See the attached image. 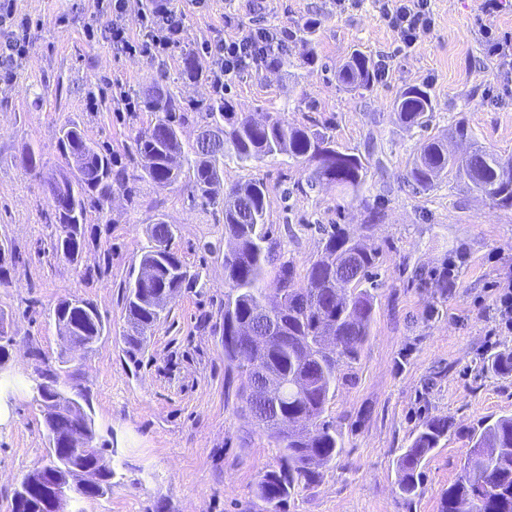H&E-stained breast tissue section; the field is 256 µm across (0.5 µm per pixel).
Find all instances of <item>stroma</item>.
I'll use <instances>...</instances> for the list:
<instances>
[{"label": "stroma", "instance_id": "1", "mask_svg": "<svg viewBox=\"0 0 512 512\" xmlns=\"http://www.w3.org/2000/svg\"><path fill=\"white\" fill-rule=\"evenodd\" d=\"M435 26L404 46L382 19L376 0L340 10L336 0H178L183 31L154 57L116 53L105 34L109 15L97 0H14L15 16L0 27V43L26 35L29 45L0 74V247L10 253L0 277V324L13 338L0 378L11 380L0 399V512L23 475L47 463L48 438L33 386L38 359L55 363L71 353L74 389L88 393L95 441L116 449V484L109 496L73 502L74 512H268L255 494L263 473L278 463L275 443L242 412L247 383L224 360V215L193 198L189 177L161 189L149 180L114 187L104 211L88 209L81 255L56 253V227L46 220V180L66 168L58 138L79 123L109 150L117 167H131L132 137L158 115L141 107L147 93L170 94L192 141L216 94L202 43L248 27L300 33L316 20L312 47L292 42L288 63L240 73L224 88L235 111L255 118L287 111L290 120L330 134L340 150L363 153L374 140L360 196L336 186H307L303 166L280 154L246 165H224L222 187L263 182L269 191L267 227L277 262L303 276L321 247V231L342 225L378 247L371 334L325 417L344 452L320 479L291 497L282 512H439L459 477L471 430L512 414V376L483 372L488 351L512 350V329L494 310L499 284L512 279V209L448 177L432 190L406 183L409 161L426 137H447L458 156L481 145L512 158V70L500 69L482 32L512 36V0L486 17L477 0H432ZM315 49L317 63L307 59ZM384 60L385 78L370 89L346 90L336 68L353 51ZM199 72L183 74L185 57ZM428 85L434 103L427 131L403 127L394 109L399 93ZM136 101L124 111L122 98ZM466 138L454 137L457 125ZM41 155L37 168L27 147ZM383 220L366 228V205ZM176 228L172 248L201 275L182 289L149 335L138 361L124 353L127 328L122 287L137 267L150 224ZM455 264L448 292L430 275ZM79 296L98 308L106 330L89 350L69 351L49 312ZM446 418L448 438L423 465L419 496L398 491L396 459L421 423Z\"/></svg>", "mask_w": 512, "mask_h": 512}]
</instances>
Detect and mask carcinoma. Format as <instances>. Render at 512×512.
<instances>
[{"label": "carcinoma", "mask_w": 512, "mask_h": 512, "mask_svg": "<svg viewBox=\"0 0 512 512\" xmlns=\"http://www.w3.org/2000/svg\"><path fill=\"white\" fill-rule=\"evenodd\" d=\"M346 88H369L375 80L374 64L361 52L353 54L337 74ZM145 104L162 113L156 123L136 132L134 155L140 160L144 177L164 189L179 182L182 168L192 174L193 192L208 205L222 204L224 210V361L253 371L255 362L275 375L281 392L272 399L246 390L243 408L263 422L264 430L279 448V463L266 472L256 487L258 498L269 512H281L297 490L315 483L319 467L334 460L344 444L336 427L324 417L338 383L342 367L355 361L371 335L376 289L378 249H369L338 224L323 229L322 246L310 261L303 280H295L293 267L280 266L275 292L283 296L271 301L267 312L275 332L268 335L259 310L268 300L266 268L276 257V243L266 227L269 192L264 183L249 181L229 188L226 198L213 194V186L224 174V161L247 163L287 154L306 164L307 185L332 183L357 194L367 181L368 166L355 154L344 153L324 132L291 122L282 113L261 126L249 115L233 111L219 97L208 108V121L195 142H183L171 96L153 92ZM399 122L411 129L427 126L433 102L427 88L405 90L395 103ZM64 157L75 165L71 173L60 172L48 180L49 193L62 183L72 192L76 213H56L59 234L56 251L71 261L83 249L80 225L86 204L105 210L113 184L124 185L136 174L114 170L112 154L86 138L76 124L61 129L58 140ZM497 154L475 150L460 163L448 162V149L440 139L421 143L407 172V181L422 189L432 187L441 177L472 185L504 208L512 207V172L504 171ZM172 225L157 220L148 230V244L142 248L139 270H151L142 281L129 274L122 287L128 331L123 336L129 353L139 350L148 333L160 322L168 304L184 288H192L199 274L192 273L171 248ZM369 283L371 288L362 284ZM55 326L69 341L91 347L103 335L105 326L93 303L79 298L60 300L53 311ZM486 371L502 377L512 375V351H498L482 358ZM83 405L76 412L86 421L90 450L74 461L78 467L98 472L100 482L75 490V498H102L112 493L116 449L93 445L95 431L90 400L77 393ZM448 437V420L432 418L413 433L409 445L397 458L398 488L406 499L421 493L423 462ZM465 473L444 494L440 512H512V415L484 421L470 436Z\"/></svg>", "instance_id": "obj_1"}]
</instances>
